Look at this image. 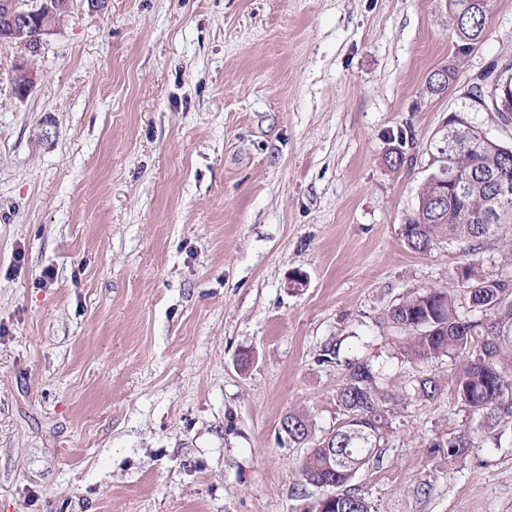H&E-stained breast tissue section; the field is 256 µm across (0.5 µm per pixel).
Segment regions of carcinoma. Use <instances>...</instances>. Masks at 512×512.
<instances>
[{
  "instance_id": "cac0c4a2",
  "label": "carcinoma",
  "mask_w": 512,
  "mask_h": 512,
  "mask_svg": "<svg viewBox=\"0 0 512 512\" xmlns=\"http://www.w3.org/2000/svg\"><path fill=\"white\" fill-rule=\"evenodd\" d=\"M469 7L459 25L452 26L456 37L472 47L479 43L494 0H453ZM464 112L448 120V132L437 148L431 173L419 196L418 208L403 228L407 248L427 253L442 242L456 244L471 261L456 272L469 308L458 296L438 288L419 289L388 312V320L403 325L406 333L400 345L403 358L425 366L448 358L456 364L449 383L455 402L465 413L468 429L448 442L433 443L447 449L448 461L482 447L486 440H498L500 427L512 424V289L507 280L489 279L480 274L472 257L487 241L496 240L512 258V199L496 202L495 186L500 180L512 182V151L504 152L484 142L474 118L462 122ZM458 176L461 185L441 186L435 178L441 170ZM378 373L367 362H357L336 392L343 419L322 441L310 446L299 474L300 485L317 486L333 477L336 501L323 503L325 512H372L368 500L351 482L364 467L381 456V441L390 427L384 398L377 385ZM439 391L438 380L422 377L409 396L432 398ZM288 423V439L296 444L309 442L312 419L304 411H290L282 419ZM336 449V458L326 449Z\"/></svg>"
}]
</instances>
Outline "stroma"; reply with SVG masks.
<instances>
[{
  "label": "stroma",
  "instance_id": "35a3bbf8",
  "mask_svg": "<svg viewBox=\"0 0 512 512\" xmlns=\"http://www.w3.org/2000/svg\"><path fill=\"white\" fill-rule=\"evenodd\" d=\"M510 61L512 0L471 49L444 0H71L40 55L0 43V512H301L281 420L322 440L362 361L392 419L353 481L374 512H512V425L441 458L464 414L402 400L423 371L384 321L457 287L458 246L402 228ZM288 420V425H287ZM288 426V435L282 425ZM312 419L307 412L289 411L281 421V430L288 436V439L296 444H305L309 442L312 431Z\"/></svg>",
  "mask_w": 512,
  "mask_h": 512
}]
</instances>
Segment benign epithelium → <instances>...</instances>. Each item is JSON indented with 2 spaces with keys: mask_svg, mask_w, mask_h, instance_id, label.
<instances>
[{
  "mask_svg": "<svg viewBox=\"0 0 512 512\" xmlns=\"http://www.w3.org/2000/svg\"><path fill=\"white\" fill-rule=\"evenodd\" d=\"M61 0H36L31 7H24L19 0L0 3V42L16 44L23 55L34 57L41 53L46 38L54 34L56 16ZM496 79L483 73L470 85L466 99L473 112H505L512 95L508 91L495 93Z\"/></svg>",
  "mask_w": 512,
  "mask_h": 512,
  "instance_id": "obj_1",
  "label": "benign epithelium"
}]
</instances>
